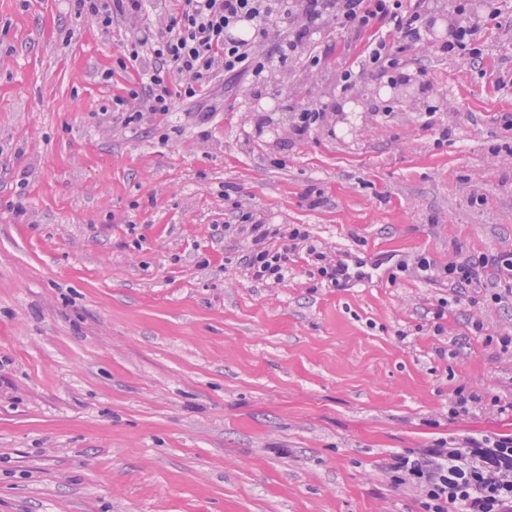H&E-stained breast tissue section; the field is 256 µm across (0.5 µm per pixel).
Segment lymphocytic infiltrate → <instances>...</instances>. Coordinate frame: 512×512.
Here are the masks:
<instances>
[{
    "mask_svg": "<svg viewBox=\"0 0 512 512\" xmlns=\"http://www.w3.org/2000/svg\"><path fill=\"white\" fill-rule=\"evenodd\" d=\"M144 0H76L78 14L91 18L103 32L115 21L141 15ZM458 21L438 43L440 54L458 58L480 55L474 37L480 19L457 6ZM288 21V34L275 36L272 18ZM368 43L355 63L346 64L337 82L348 91L356 70L382 77L396 74L402 45L429 43L432 21L427 0H183L181 11L164 19L157 31L126 41L124 52L149 82L148 95L129 90L116 110L123 125L139 124L144 115H168L179 98L193 99L217 72L249 74L262 84L269 73L285 70L302 44L313 41L326 21ZM248 22L249 37L234 33ZM251 247L244 257L250 276L280 285L288 278V251L271 246L272 238H300L299 229L275 224L246 225ZM512 284V257H467L449 261V282L482 284L487 267ZM384 470L397 486L414 489L421 512H512V436L441 438L428 448L391 453Z\"/></svg>",
    "mask_w": 512,
    "mask_h": 512,
    "instance_id": "obj_1",
    "label": "lymphocytic infiltrate"
}]
</instances>
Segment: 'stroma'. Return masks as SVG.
I'll return each mask as SVG.
<instances>
[{
  "mask_svg": "<svg viewBox=\"0 0 512 512\" xmlns=\"http://www.w3.org/2000/svg\"><path fill=\"white\" fill-rule=\"evenodd\" d=\"M181 7L146 0L105 33L73 0H0V512H420L390 453L512 436L491 404L512 402V297L486 301L493 268L480 290L442 273L512 253V160L493 153L512 140V0L480 63L407 47L417 103L375 97L353 133L331 25L325 72L301 53L279 85L220 73L124 126L113 101L147 79L123 43ZM245 212L307 232L284 284L241 264ZM312 246L385 273L334 287ZM459 393L478 401L450 414Z\"/></svg>",
  "mask_w": 512,
  "mask_h": 512,
  "instance_id": "35a3bbf8",
  "label": "stroma"
}]
</instances>
